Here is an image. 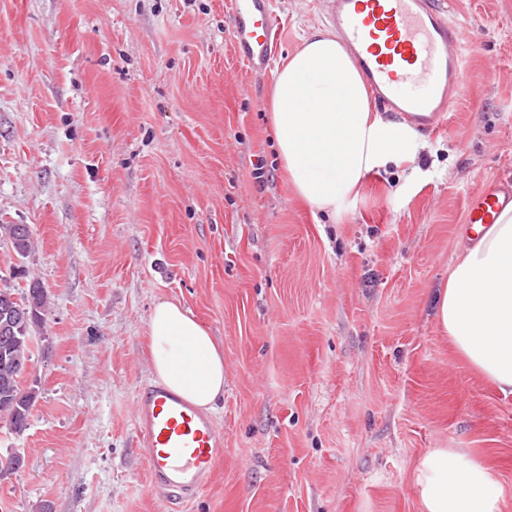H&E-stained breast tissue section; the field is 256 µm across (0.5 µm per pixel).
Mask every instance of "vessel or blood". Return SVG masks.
Returning a JSON list of instances; mask_svg holds the SVG:
<instances>
[{"instance_id":"b4317fda","label":"vessel or blood","mask_w":512,"mask_h":512,"mask_svg":"<svg viewBox=\"0 0 512 512\" xmlns=\"http://www.w3.org/2000/svg\"><path fill=\"white\" fill-rule=\"evenodd\" d=\"M233 45L252 70L267 67L279 27L272 0H231ZM323 19L363 73L381 111L417 131L447 121L463 85L461 46L467 34L448 0H324ZM512 205V183L471 197L469 227H489ZM137 432L146 446L150 484L171 512L208 485L224 455V436L213 419L160 383L140 388Z\"/></svg>"}]
</instances>
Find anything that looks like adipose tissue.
I'll use <instances>...</instances> for the list:
<instances>
[{"label":"adipose tissue","instance_id":"obj_1","mask_svg":"<svg viewBox=\"0 0 512 512\" xmlns=\"http://www.w3.org/2000/svg\"><path fill=\"white\" fill-rule=\"evenodd\" d=\"M271 113L288 181L316 209L341 210L381 161L406 158L403 132L371 110L360 71L324 32L275 68ZM437 319L459 357L512 394V207L458 254ZM148 341L155 377L212 409L224 393V355L208 329L179 303L162 301L151 312ZM416 483L425 512H499L504 495L490 468L445 449L422 458Z\"/></svg>","mask_w":512,"mask_h":512}]
</instances>
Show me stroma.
Wrapping results in <instances>:
<instances>
[{"instance_id": "1", "label": "stroma", "mask_w": 512, "mask_h": 512, "mask_svg": "<svg viewBox=\"0 0 512 512\" xmlns=\"http://www.w3.org/2000/svg\"><path fill=\"white\" fill-rule=\"evenodd\" d=\"M277 58L324 24L272 0ZM465 81L436 134L367 173L337 215L286 184L271 69L237 58L227 0H0V287L50 294L0 419V512H166L135 399L151 311L176 301L224 351V455L184 512H424L446 448L484 463L512 512V395L455 354L437 294L470 194L512 179V0H450ZM264 161L274 179L258 185ZM22 224H0V236L10 240L13 250L21 257H26L31 249V230L24 234L19 233ZM19 230V232H18Z\"/></svg>"}]
</instances>
